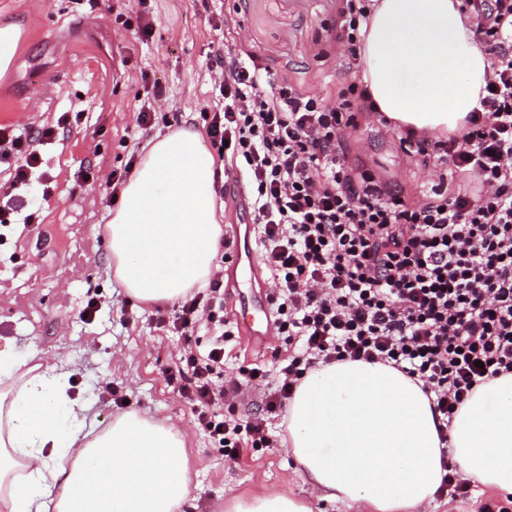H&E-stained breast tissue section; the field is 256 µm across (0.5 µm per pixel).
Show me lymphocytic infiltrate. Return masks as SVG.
Returning <instances> with one entry per match:
<instances>
[{
    "label": "lymphocytic infiltrate",
    "instance_id": "1",
    "mask_svg": "<svg viewBox=\"0 0 512 512\" xmlns=\"http://www.w3.org/2000/svg\"><path fill=\"white\" fill-rule=\"evenodd\" d=\"M490 59L488 90L458 135L432 140L402 132L423 163L444 168L458 188L437 184L406 199L349 158L346 129L374 104L350 80L325 100L274 79L232 47L215 51L224 109L206 135L246 188L244 209L262 229V263L279 333L298 340L266 396L280 411L297 381L336 361L381 362L421 382L441 426L490 379L512 374V0H463ZM55 126L36 135L0 127V162L14 175L0 213L21 189L45 181L43 148ZM223 276L193 288L164 330L191 337L200 317L224 328ZM180 394L199 430L237 454L241 440L272 448L264 419L231 421L217 410L241 397L253 371L225 382L224 339L188 355Z\"/></svg>",
    "mask_w": 512,
    "mask_h": 512
}]
</instances>
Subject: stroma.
Returning a JSON list of instances; mask_svg holds the SVG:
<instances>
[{
    "instance_id": "35a3bbf8",
    "label": "stroma",
    "mask_w": 512,
    "mask_h": 512,
    "mask_svg": "<svg viewBox=\"0 0 512 512\" xmlns=\"http://www.w3.org/2000/svg\"><path fill=\"white\" fill-rule=\"evenodd\" d=\"M339 0H0V25H18L9 46V72L0 78V127L35 130L58 124L44 157L52 194L39 184L26 193L31 220L7 216L0 226V347L21 358L63 359L73 367V395L87 401L84 430L106 426L131 410L146 418L168 417L179 427L191 473L181 512H225L232 496L285 492L306 501L312 512H358L325 499L305 483L285 442L273 448L241 444L225 457L198 430L192 405L178 391L176 365L184 339L157 327L172 316V303L145 304L129 296L112 272L106 226L116 208L108 180L123 172L131 155H143L155 135L177 127L204 131L224 98L209 69L219 46L233 43L242 54L274 70L307 94L333 95L346 83L345 50L336 41ZM153 21L151 35L138 21ZM159 81L162 97L146 85ZM153 117L138 128L136 116ZM66 124H59L60 116ZM349 155L410 191L437 180L438 168L408 158L386 129L350 128ZM99 311L83 321L88 302ZM224 374L260 368L264 376L248 396L224 405L223 416L264 417L279 433L283 413L264 411V395L280 380L288 347L284 336L244 334L233 311H225ZM110 382L104 394L102 382ZM506 505L503 493L471 486L467 498L437 494L420 512H479Z\"/></svg>"
}]
</instances>
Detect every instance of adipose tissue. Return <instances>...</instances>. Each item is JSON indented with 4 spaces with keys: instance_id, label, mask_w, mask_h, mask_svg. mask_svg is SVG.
Segmentation results:
<instances>
[{
    "instance_id": "adipose-tissue-1",
    "label": "adipose tissue",
    "mask_w": 512,
    "mask_h": 512,
    "mask_svg": "<svg viewBox=\"0 0 512 512\" xmlns=\"http://www.w3.org/2000/svg\"><path fill=\"white\" fill-rule=\"evenodd\" d=\"M460 0H369L361 78L395 126L450 135L480 107L489 60ZM216 160L196 131L156 136L120 190L107 226L114 275L147 304L208 281L222 233ZM69 370L0 348V512H178L190 473L167 419L133 411L81 433L88 410ZM301 475L326 498L372 512H417L435 499L445 463L512 493V375L491 379L440 433L420 385L382 363L309 371L286 415ZM228 512H312L283 492L236 496Z\"/></svg>"
}]
</instances>
